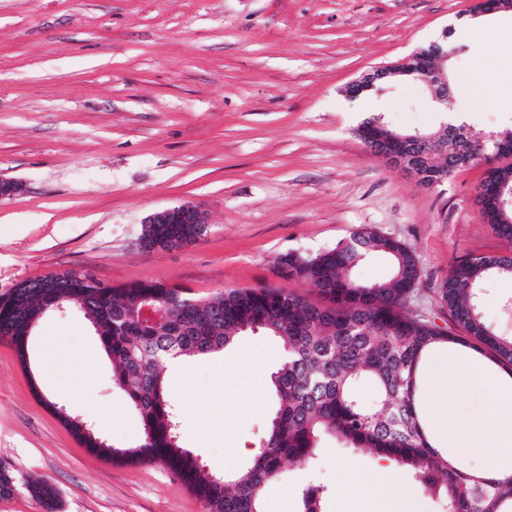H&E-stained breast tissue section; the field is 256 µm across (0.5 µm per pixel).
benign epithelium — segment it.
Returning a JSON list of instances; mask_svg holds the SVG:
<instances>
[{
  "label": "benign epithelium",
  "instance_id": "7a95c632",
  "mask_svg": "<svg viewBox=\"0 0 512 512\" xmlns=\"http://www.w3.org/2000/svg\"><path fill=\"white\" fill-rule=\"evenodd\" d=\"M448 49L441 43L434 42L420 49L402 62L380 67L361 78L349 83L345 94L351 99L360 97L376 84L394 77H409L432 91V102L438 111H448ZM357 137L364 146L388 164L409 172L417 184L425 189L439 185L445 178L444 169H454L462 156V151L448 153L447 147L439 143L426 132H393L387 138L377 137L369 129L361 125L356 130ZM448 156V167L433 169L435 155ZM512 144L497 143L491 154L487 155L485 178L496 177L497 165L490 162L492 158L511 157ZM148 224H203L204 214L194 205L184 204L158 211L146 220Z\"/></svg>",
  "mask_w": 512,
  "mask_h": 512
}]
</instances>
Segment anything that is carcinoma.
Wrapping results in <instances>:
<instances>
[{
    "label": "carcinoma",
    "instance_id": "carcinoma-1",
    "mask_svg": "<svg viewBox=\"0 0 512 512\" xmlns=\"http://www.w3.org/2000/svg\"><path fill=\"white\" fill-rule=\"evenodd\" d=\"M505 184L512 185V164L500 169L496 180L481 182V195L493 202ZM504 211L506 221L491 209L484 219L505 251L458 258L438 288L442 310L466 338L408 308L421 280L414 250L365 228L314 256L288 255L286 263L298 279L318 289L316 300L269 286L196 297L159 281L112 286L70 271L26 280L0 299V336L23 354L31 337L28 329L39 314L58 303L82 313L112 358L116 389L143 428L136 445L119 449L106 442L95 454L128 463H161L202 501L206 512H265L267 495L284 463L309 465L326 438L407 469L444 512H512V477H484L441 453L420 410L421 369L434 347L466 346L472 337L512 372V335L496 331L481 309L484 284L512 278V207ZM206 231L205 224H145L140 241L163 249L180 247ZM372 253L390 259V277L356 280L352 270ZM149 300L166 309V323L153 325L142 318ZM249 331L280 341L282 359L270 372L275 407L251 459L222 477L208 475L173 432L175 406L165 381L166 364L174 357L224 352ZM367 381L375 387L370 404L359 393ZM20 488L44 512H56L52 485L17 478L1 468L0 498ZM322 503L323 488L311 485L302 490L296 512H324Z\"/></svg>",
    "mask_w": 512,
    "mask_h": 512
}]
</instances>
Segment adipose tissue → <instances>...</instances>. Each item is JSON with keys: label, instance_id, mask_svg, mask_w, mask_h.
Here are the masks:
<instances>
[{"label": "adipose tissue", "instance_id": "adipose-tissue-1", "mask_svg": "<svg viewBox=\"0 0 512 512\" xmlns=\"http://www.w3.org/2000/svg\"><path fill=\"white\" fill-rule=\"evenodd\" d=\"M428 396L422 411L434 433L446 441L452 455L480 458L486 477L503 480L512 476V384L483 367L478 358L459 359L442 352L431 354L423 375ZM482 392L487 401L483 414L462 415L456 395ZM338 512H417L414 501L401 489L389 466L358 480L352 495Z\"/></svg>", "mask_w": 512, "mask_h": 512}]
</instances>
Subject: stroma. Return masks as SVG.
I'll list each match as a JSON object with an SVG mask.
<instances>
[{
    "label": "stroma",
    "instance_id": "obj_1",
    "mask_svg": "<svg viewBox=\"0 0 512 512\" xmlns=\"http://www.w3.org/2000/svg\"><path fill=\"white\" fill-rule=\"evenodd\" d=\"M475 0H0V177L21 190L0 199V298L23 281L79 271L121 286L154 280L209 297L262 283L313 299L304 282H279L280 257L312 256L367 228L416 253L421 283L411 306L448 323L437 290L455 258L503 251L476 202L483 167L419 188L355 135L366 117L392 129L435 130L443 113L417 82L365 92L356 112L345 94L364 74L448 42V86L480 79L500 96L468 106L475 140L512 129V61L476 65L512 34V0L485 16L476 43L445 39L472 20ZM185 203L208 229L194 242L148 250L138 239L153 213ZM482 310L512 334V279L484 286ZM281 359L276 340L239 338L225 354L182 361L188 390L171 389L183 447L207 473L256 449L274 402L256 384L229 385L238 354ZM69 358L72 391L54 362ZM92 425L117 447L142 436L112 383V362L75 309L53 311L20 364L0 338V467L52 484L58 512H205L166 467L90 453L49 403ZM367 475L376 457L326 440L306 468L285 466L271 497L323 486L324 512L347 488L337 463Z\"/></svg>",
    "mask_w": 512,
    "mask_h": 512
}]
</instances>
